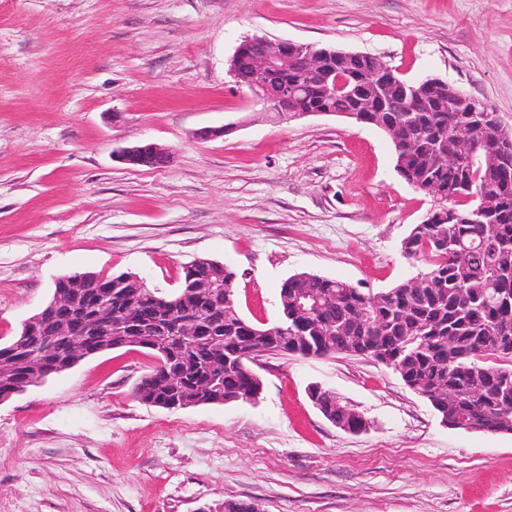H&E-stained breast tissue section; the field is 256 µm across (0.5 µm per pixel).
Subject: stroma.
<instances>
[{"instance_id":"stroma-1","label":"stroma","mask_w":512,"mask_h":512,"mask_svg":"<svg viewBox=\"0 0 512 512\" xmlns=\"http://www.w3.org/2000/svg\"><path fill=\"white\" fill-rule=\"evenodd\" d=\"M251 35L442 79L512 131V0H0L1 344L66 274L168 292L214 259L263 325L292 274L379 292L417 273L400 244L431 199L390 139L342 116L272 121L227 69ZM148 143L172 162L114 157ZM155 363L112 350L0 403V512H512V433L444 426L375 361L264 354L258 402L180 410L135 397ZM314 384L369 429L329 422Z\"/></svg>"}]
</instances>
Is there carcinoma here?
Here are the masks:
<instances>
[{"mask_svg":"<svg viewBox=\"0 0 512 512\" xmlns=\"http://www.w3.org/2000/svg\"><path fill=\"white\" fill-rule=\"evenodd\" d=\"M235 82L251 83L249 55L233 60ZM419 112H365L379 124L397 123L404 147L395 153V167L417 192L431 198V220L416 224L401 242V252L423 269L391 288L364 292L350 284L310 272L290 276L280 289V319L268 326L246 320L223 296L237 294L238 274L224 263L196 259L183 267L180 285L161 294L151 288H125L121 299L132 311L143 343L156 341L165 357L134 389L148 405L170 402L175 409L238 401L248 386L262 381L244 372L245 351L309 355L300 340L317 336L316 351L345 354L378 362L395 371L418 394L441 388L458 395L431 405L448 426L465 422L476 432H512V171L492 152L470 154L468 135L482 125L488 136L512 140L494 112H450L448 98L437 89L425 92ZM343 111L356 99L338 90L324 100ZM457 161L440 164L441 152ZM495 198L481 211L483 198ZM87 281L91 299L115 296V281L128 272L109 275L85 272L60 277ZM314 288L325 304L311 315L299 314L290 302L294 292ZM91 304L70 307L49 302L21 327L22 345H0V398L36 379L29 357L42 350L47 337L65 324L82 334L92 323ZM194 320L196 336H183L177 323ZM219 342L224 351L214 350ZM76 358L67 341L45 361L48 374L69 369ZM331 408L348 412L336 422L352 425L362 415L336 393L326 397Z\"/></svg>","mask_w":512,"mask_h":512,"instance_id":"obj_1","label":"carcinoma"}]
</instances>
